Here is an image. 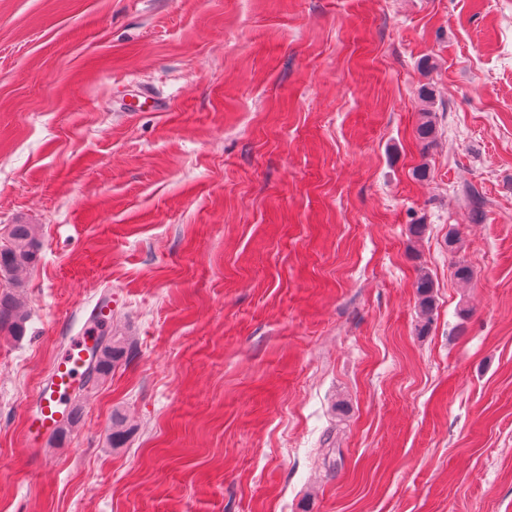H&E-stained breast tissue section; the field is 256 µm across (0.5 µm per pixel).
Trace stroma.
Segmentation results:
<instances>
[{
	"label": "stroma",
	"instance_id": "1",
	"mask_svg": "<svg viewBox=\"0 0 512 512\" xmlns=\"http://www.w3.org/2000/svg\"><path fill=\"white\" fill-rule=\"evenodd\" d=\"M13 224L0 512H512V0H0ZM106 295L129 355L27 456ZM39 243L32 224L9 227L8 242L0 247V276L13 278L37 262ZM28 314L12 295L0 296V333L20 337L24 335Z\"/></svg>",
	"mask_w": 512,
	"mask_h": 512
}]
</instances>
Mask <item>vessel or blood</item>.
<instances>
[{
	"instance_id": "obj_1",
	"label": "vessel or blood",
	"mask_w": 512,
	"mask_h": 512,
	"mask_svg": "<svg viewBox=\"0 0 512 512\" xmlns=\"http://www.w3.org/2000/svg\"><path fill=\"white\" fill-rule=\"evenodd\" d=\"M92 315L95 324L104 325L110 320L112 309L99 305L93 309ZM94 326L85 327L70 338L67 347L56 358L49 378L35 392L25 417L24 444L27 452L36 451L46 436L68 421L71 396L84 379L85 361L96 341Z\"/></svg>"
}]
</instances>
